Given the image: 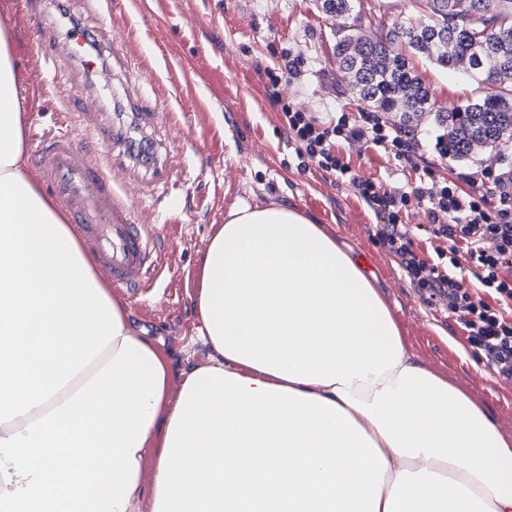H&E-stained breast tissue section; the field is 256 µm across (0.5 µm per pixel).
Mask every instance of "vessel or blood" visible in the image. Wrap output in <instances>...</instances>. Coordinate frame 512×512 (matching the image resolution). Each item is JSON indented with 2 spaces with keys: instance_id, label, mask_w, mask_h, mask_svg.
<instances>
[{
  "instance_id": "1",
  "label": "vessel or blood",
  "mask_w": 512,
  "mask_h": 512,
  "mask_svg": "<svg viewBox=\"0 0 512 512\" xmlns=\"http://www.w3.org/2000/svg\"><path fill=\"white\" fill-rule=\"evenodd\" d=\"M32 29L52 81L61 79L57 62L62 58L94 71L96 63L80 52L79 40H61L41 10L32 12ZM65 102V120L55 123L32 148L34 173L78 228L100 274L113 287L138 297L160 275L164 229L140 223L136 205L112 171V149L135 142L154 146L152 131L160 115L138 112L130 125H113L89 95L77 92ZM133 160L150 172L140 190L142 198L157 200L176 188L172 162H159L154 154H137Z\"/></svg>"
}]
</instances>
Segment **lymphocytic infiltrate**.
<instances>
[{
    "label": "lymphocytic infiltrate",
    "instance_id": "obj_1",
    "mask_svg": "<svg viewBox=\"0 0 512 512\" xmlns=\"http://www.w3.org/2000/svg\"><path fill=\"white\" fill-rule=\"evenodd\" d=\"M297 59L266 70V93L280 105L282 122L293 140L298 159H305L326 174L350 186L355 195L381 218L376 236L398 259L411 284L430 299L447 301L467 332L476 353L495 374L512 379V183L495 177L497 199L473 188L463 190L456 182L431 192L418 187L413 192H388L374 181L359 177L334 150L336 141L364 143L384 149L396 160L412 163L416 152L412 140L387 126L379 113L363 112L353 118L321 121L280 100L279 83L284 74L296 73ZM428 212V232L436 240V261H429L413 248V230L400 212L410 200ZM493 249H486V242ZM493 302L474 304L455 273L460 263Z\"/></svg>",
    "mask_w": 512,
    "mask_h": 512
}]
</instances>
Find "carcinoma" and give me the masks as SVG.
<instances>
[{
	"mask_svg": "<svg viewBox=\"0 0 512 512\" xmlns=\"http://www.w3.org/2000/svg\"><path fill=\"white\" fill-rule=\"evenodd\" d=\"M410 7L430 11L418 26L408 16L392 23L385 37L370 39L354 32L336 43L339 70L359 90L361 99L382 112H399L409 123L434 114L439 144L450 159L468 157L489 143L512 142V0H409ZM328 14L348 16L352 0H322ZM408 47L451 71L475 73L487 81L501 75L508 83L495 93L455 112L435 109L429 88L409 66L399 48Z\"/></svg>",
	"mask_w": 512,
	"mask_h": 512,
	"instance_id": "carcinoma-1",
	"label": "carcinoma"
}]
</instances>
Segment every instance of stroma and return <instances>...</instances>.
I'll return each instance as SVG.
<instances>
[{
  "label": "stroma",
  "mask_w": 512,
  "mask_h": 512,
  "mask_svg": "<svg viewBox=\"0 0 512 512\" xmlns=\"http://www.w3.org/2000/svg\"><path fill=\"white\" fill-rule=\"evenodd\" d=\"M59 1L64 11L56 10ZM35 5L58 22L59 33L67 31L62 13L76 19L92 36L94 54L109 77L89 78L79 64L65 61L60 65L65 82L52 85L33 38ZM0 14L9 16L14 32L27 133L61 120V100L72 91L93 87L102 111L117 118L154 105L159 87L168 90L167 114L154 138L178 155L183 190L170 201L146 202L138 212L142 223L170 225L162 245L169 269L152 292L126 305L133 328L172 359L171 402L180 398L183 372L206 364L211 355L198 339L196 295L212 234L243 204L284 203L363 260L409 352L479 404L512 442V379L499 377L477 357L444 302L414 288L395 256L378 243V217L352 189L314 165L299 166L280 108L265 90L264 68L277 65L286 53L299 60L300 71L282 79L284 100L322 121L357 113L365 103L336 65L337 40L351 25L358 34L378 38L394 20L413 14L424 21L427 13H412L406 0H356L349 18L324 13L319 0H142L141 11L109 14L81 0H0ZM410 63L437 109L453 111L486 92L480 77L458 75L421 55ZM383 119L412 137L414 164L362 144L336 147L354 171L382 189L436 190L462 173L477 182L490 172L512 174V150L481 148L453 161L440 154V130L432 116L406 125L392 113Z\"/></svg>",
  "instance_id": "35a3bbf8"
}]
</instances>
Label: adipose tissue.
<instances>
[{"instance_id": "ef3b65f1", "label": "adipose tissue", "mask_w": 512, "mask_h": 512, "mask_svg": "<svg viewBox=\"0 0 512 512\" xmlns=\"http://www.w3.org/2000/svg\"><path fill=\"white\" fill-rule=\"evenodd\" d=\"M18 86L0 17V512H139L151 450L153 512H512V446L286 205L212 236V354L170 404L169 359L26 171Z\"/></svg>"}]
</instances>
